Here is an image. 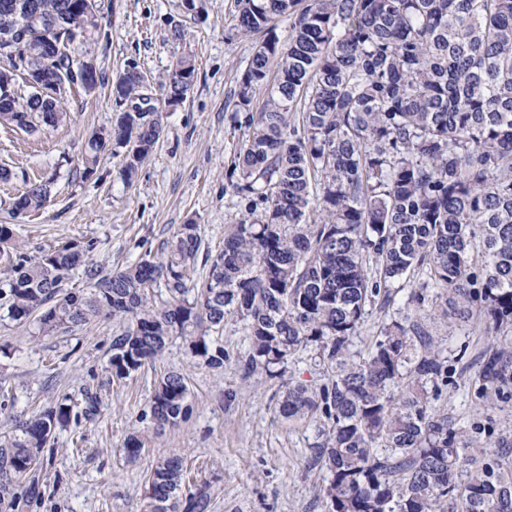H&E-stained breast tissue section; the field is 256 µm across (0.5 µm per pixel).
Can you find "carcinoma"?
Masks as SVG:
<instances>
[{"mask_svg": "<svg viewBox=\"0 0 512 512\" xmlns=\"http://www.w3.org/2000/svg\"><path fill=\"white\" fill-rule=\"evenodd\" d=\"M235 30L262 34L238 84L236 111L247 130L224 191L244 214L206 253L201 284L199 225L188 222L161 255L102 271L90 244L71 240L30 257L16 252L0 269L3 318L38 334L66 333L104 315L118 321L109 368L129 378L161 356L172 336L213 369L230 353L209 332L234 318L249 348L246 372L274 376L312 349L327 375L312 389L290 384L279 404L292 420L319 418L308 469L323 477L328 512H512V469L486 443L481 464L431 400L448 387L449 359L423 311L437 302L462 323L483 315L494 337L475 373L485 402L512 394V0H235ZM101 0H0V16L21 22L31 66L0 54V125L27 133L66 121L79 57L98 43ZM288 20V37L278 24ZM55 86L40 98L21 77ZM190 57L159 81L162 99L187 95ZM145 75L135 66L98 85L135 98ZM265 104L253 110L258 94ZM167 106L120 112L112 129L89 137L91 173L107 145L123 150L130 183L153 152ZM51 181L37 180L11 203L19 217L44 207ZM82 270L87 290L64 287ZM419 275L408 313L387 315L369 352L354 358L350 338L366 307L386 309ZM191 390L178 371L155 384L143 420L159 430L190 420ZM98 412L65 397L14 420L0 438V506L17 489L40 496L38 471L59 429ZM147 439L130 434L120 452L140 457ZM176 454L148 478L142 512H210L213 490L184 484Z\"/></svg>", "mask_w": 512, "mask_h": 512, "instance_id": "carcinoma-1", "label": "carcinoma"}]
</instances>
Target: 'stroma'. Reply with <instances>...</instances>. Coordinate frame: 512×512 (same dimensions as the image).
Instances as JSON below:
<instances>
[{"label": "stroma", "mask_w": 512, "mask_h": 512, "mask_svg": "<svg viewBox=\"0 0 512 512\" xmlns=\"http://www.w3.org/2000/svg\"><path fill=\"white\" fill-rule=\"evenodd\" d=\"M104 12L92 48L100 70L113 77L134 65L153 83L174 60L188 56L196 65L195 83L165 118L159 141L130 185L120 176L122 153L106 149L90 175L80 162L89 136L110 130L119 111L109 86L92 94L73 91L67 120L58 127L31 134L0 127V166L14 172L11 181L0 182V224L11 221L10 204L27 183L48 178L47 205L16 221L13 246L28 255L75 239L92 244L93 262L110 271L160 254L178 225L189 221L200 227L202 250L217 251L226 225L243 214L224 190V173L246 133L234 90L252 58L253 40L234 30V0H202L198 22L179 40L172 38L170 22L181 14V0H104ZM114 329L112 320L97 318L65 334L39 336L34 326L0 322V427L62 396L79 398L87 388L101 399L96 418L53 438L55 451L43 472L60 477L55 494L17 512H140L151 469L171 452L213 482L211 512H327L319 497L321 477L306 466L318 425L285 419L278 410L288 382L322 384L311 351L290 359L280 376L245 373L235 356L247 350L249 339L243 324L230 320L223 338L232 358L223 368L192 358L175 337L161 358L117 380L107 369ZM431 331L461 366L437 407L474 445H482L490 428L512 438V399L481 408L472 380L486 335L463 333L454 322H435ZM170 370L186 376L194 413L187 423L150 436L139 459L126 461L120 448L140 429L138 417L148 408L155 380Z\"/></svg>", "instance_id": "35a3bbf8"}]
</instances>
